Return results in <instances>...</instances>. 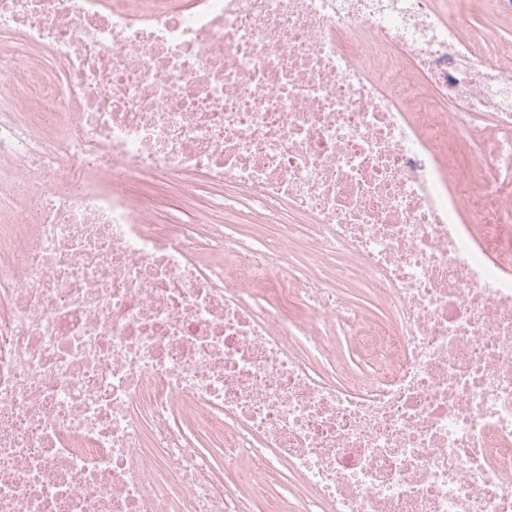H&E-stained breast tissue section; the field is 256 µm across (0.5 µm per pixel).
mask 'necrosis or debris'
<instances>
[{"label": "necrosis or debris", "instance_id": "4bbe7bcc", "mask_svg": "<svg viewBox=\"0 0 512 512\" xmlns=\"http://www.w3.org/2000/svg\"><path fill=\"white\" fill-rule=\"evenodd\" d=\"M458 13L0 0V512H512V40ZM186 174L250 233L131 191ZM192 179L193 177L172 180L148 179L137 182L133 190L135 194L150 201L156 222L164 224L172 219H178L184 224H193L200 241L206 237L208 224L224 222V212H216L211 206V199L216 195H224L232 200L236 207L228 217L232 222L224 224H235L240 232L248 229L252 216L246 208V196L243 192L230 187H201L190 196L185 193L183 185Z\"/></svg>", "mask_w": 512, "mask_h": 512}]
</instances>
